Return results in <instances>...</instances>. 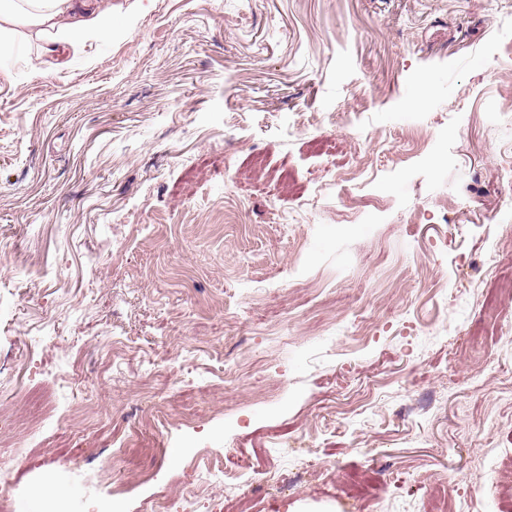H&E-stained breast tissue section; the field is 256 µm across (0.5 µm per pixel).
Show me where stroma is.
I'll return each mask as SVG.
<instances>
[{
	"mask_svg": "<svg viewBox=\"0 0 512 512\" xmlns=\"http://www.w3.org/2000/svg\"><path fill=\"white\" fill-rule=\"evenodd\" d=\"M113 2L0 44V503L512 512V0ZM21 2L33 5L23 18ZM113 17L112 0H0V35L18 20L34 28L49 58L48 75L66 62L61 59L68 47L101 34Z\"/></svg>",
	"mask_w": 512,
	"mask_h": 512,
	"instance_id": "obj_1",
	"label": "stroma"
}]
</instances>
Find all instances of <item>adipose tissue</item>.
Segmentation results:
<instances>
[{
	"instance_id": "adipose-tissue-1",
	"label": "adipose tissue",
	"mask_w": 512,
	"mask_h": 512,
	"mask_svg": "<svg viewBox=\"0 0 512 512\" xmlns=\"http://www.w3.org/2000/svg\"><path fill=\"white\" fill-rule=\"evenodd\" d=\"M21 2L0 0V34L20 20L34 28L52 71L68 47L101 34L114 17L112 0H29L26 11Z\"/></svg>"
}]
</instances>
